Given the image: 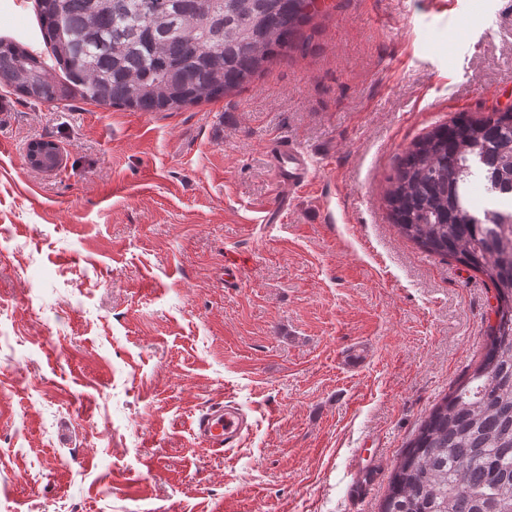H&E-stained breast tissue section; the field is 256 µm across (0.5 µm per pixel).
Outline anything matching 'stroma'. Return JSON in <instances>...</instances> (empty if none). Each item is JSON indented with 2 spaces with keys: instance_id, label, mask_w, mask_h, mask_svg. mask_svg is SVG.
Masks as SVG:
<instances>
[{
  "instance_id": "1",
  "label": "stroma",
  "mask_w": 512,
  "mask_h": 512,
  "mask_svg": "<svg viewBox=\"0 0 512 512\" xmlns=\"http://www.w3.org/2000/svg\"><path fill=\"white\" fill-rule=\"evenodd\" d=\"M0 37L48 53L34 0ZM301 37L175 112L0 86V512H378L478 360L492 286L385 193L434 126L512 108V0H326ZM278 138L316 177L267 224ZM224 403L252 426L217 453L193 421ZM27 156L33 165L43 170H52L60 162V155L55 145L44 141L30 144Z\"/></svg>"
}]
</instances>
